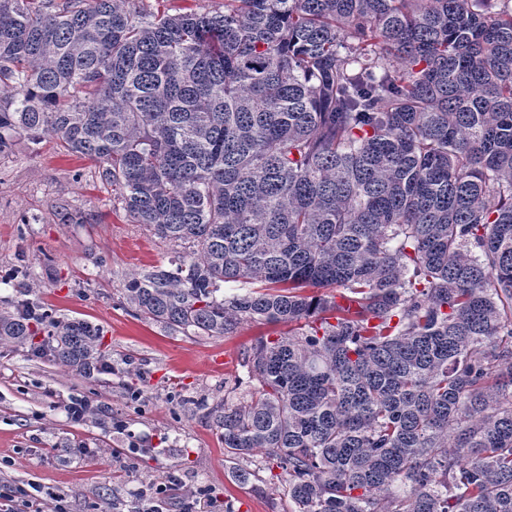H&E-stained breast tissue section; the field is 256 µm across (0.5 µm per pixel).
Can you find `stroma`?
<instances>
[{
	"mask_svg": "<svg viewBox=\"0 0 512 512\" xmlns=\"http://www.w3.org/2000/svg\"><path fill=\"white\" fill-rule=\"evenodd\" d=\"M174 254L128 220L89 160L53 139L0 156V308L30 299L99 325L112 363L86 379L38 356L34 342L0 347V491L32 487L45 512H143L142 493L171 482L172 512L202 495L220 512H293L262 455L225 461L210 414L224 395L248 399L243 352L289 327L186 336L139 317L127 281ZM24 265L32 276L20 275ZM81 397L96 414L74 423L66 405Z\"/></svg>",
	"mask_w": 512,
	"mask_h": 512,
	"instance_id": "1",
	"label": "stroma"
}]
</instances>
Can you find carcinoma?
Here are the masks:
<instances>
[{
	"label": "carcinoma",
	"instance_id": "obj_1",
	"mask_svg": "<svg viewBox=\"0 0 512 512\" xmlns=\"http://www.w3.org/2000/svg\"><path fill=\"white\" fill-rule=\"evenodd\" d=\"M22 137L183 249L137 315L293 326L211 408L227 462L263 453L295 512H512V0H0V155ZM36 327L105 370L27 300L0 346ZM154 10L166 11L170 14L184 12V8H192L201 12H224V0H148Z\"/></svg>",
	"mask_w": 512,
	"mask_h": 512
}]
</instances>
